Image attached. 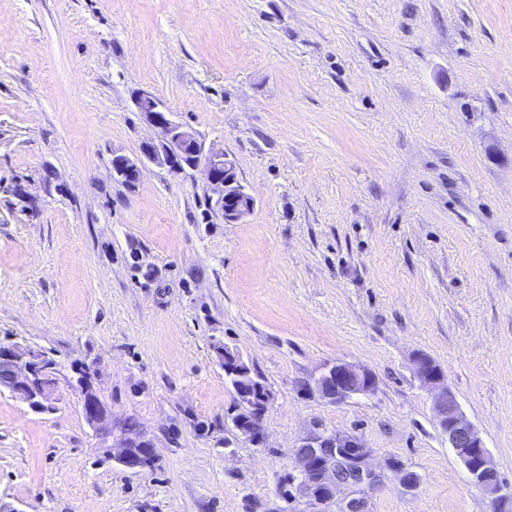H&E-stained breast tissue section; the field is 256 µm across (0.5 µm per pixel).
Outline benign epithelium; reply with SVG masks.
Here are the masks:
<instances>
[{
  "label": "benign epithelium",
  "instance_id": "benign-epithelium-1",
  "mask_svg": "<svg viewBox=\"0 0 512 512\" xmlns=\"http://www.w3.org/2000/svg\"><path fill=\"white\" fill-rule=\"evenodd\" d=\"M134 103L147 121L161 131L157 140L143 144L141 154L112 157L113 166L132 179L148 163L163 166L176 173L198 171L207 185L210 203L224 217V223L236 224L252 212L253 197L241 184L233 161L222 152H204L195 132L171 119L160 100L149 91H139ZM224 357L235 365L240 377L252 374L251 367L240 353L227 348ZM57 362L44 350L20 343L0 345V391L30 410L48 413L59 400ZM412 369L421 384L434 395L433 411L442 430L448 436L449 447L464 465L470 480L493 500L502 498L496 463L475 425L461 410L455 394L445 381L442 368L425 354L412 358ZM302 389L330 402H341L374 393L372 373L357 364L332 362L325 364L315 376L301 382ZM82 408L86 422L102 441H112L120 449L117 460L123 466L136 469L150 465L154 445L142 433L132 435L126 425L114 434L112 413L99 405L97 391L91 379L80 382ZM238 410L249 420L230 419L232 430L261 447L265 440L264 417L267 408H255L245 400L238 401ZM296 473L289 477L295 496L304 500L305 512H367L369 491L379 486L385 477L384 468L373 463L372 450L361 438L349 432L330 429L320 423L313 426L293 448ZM408 492L419 488L417 473L402 464L387 465ZM343 492L345 496L337 498Z\"/></svg>",
  "mask_w": 512,
  "mask_h": 512
}]
</instances>
